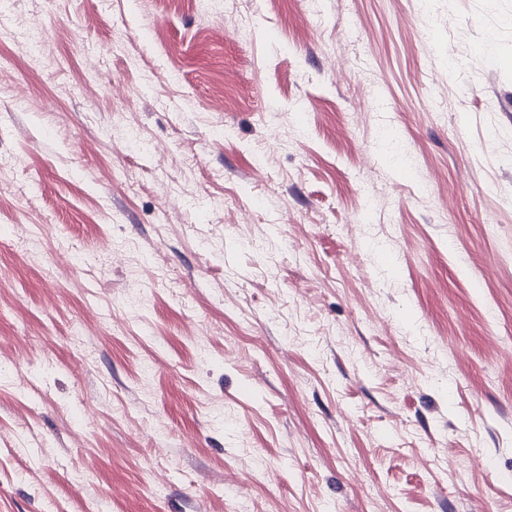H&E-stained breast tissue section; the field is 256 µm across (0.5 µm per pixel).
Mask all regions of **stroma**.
Returning a JSON list of instances; mask_svg holds the SVG:
<instances>
[{
    "label": "stroma",
    "instance_id": "obj_1",
    "mask_svg": "<svg viewBox=\"0 0 512 512\" xmlns=\"http://www.w3.org/2000/svg\"><path fill=\"white\" fill-rule=\"evenodd\" d=\"M1 364L0 512H512V0H0Z\"/></svg>",
    "mask_w": 512,
    "mask_h": 512
}]
</instances>
